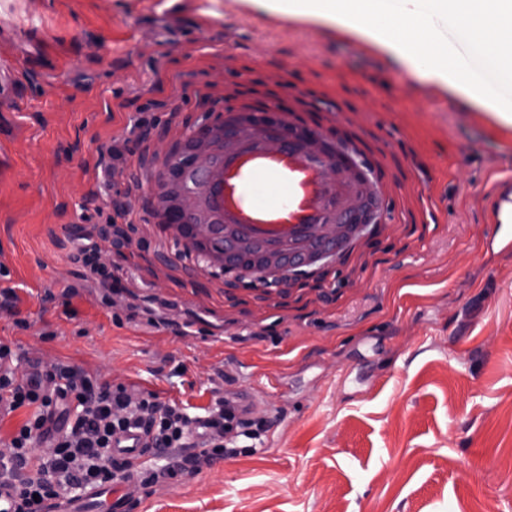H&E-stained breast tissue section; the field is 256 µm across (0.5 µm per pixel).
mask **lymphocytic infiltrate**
Here are the masks:
<instances>
[{"mask_svg":"<svg viewBox=\"0 0 512 512\" xmlns=\"http://www.w3.org/2000/svg\"><path fill=\"white\" fill-rule=\"evenodd\" d=\"M14 352L0 342V411L4 414L32 408L33 414L13 434L11 452L0 458V478L16 485L17 512H45L51 501L69 498L73 492L104 483L127 465L112 454V439L120 432L145 431L154 448L187 447L195 434V418L176 406H164L152 397L110 386L70 365L53 371L17 377L11 369ZM258 438L259 429L246 427L228 404H219L205 418L201 456L150 472L149 480L171 479L195 469L200 460L232 456L225 437ZM39 441L50 442V457L32 459Z\"/></svg>","mask_w":512,"mask_h":512,"instance_id":"lymphocytic-infiltrate-1","label":"lymphocytic infiltrate"}]
</instances>
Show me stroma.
Instances as JSON below:
<instances>
[{
	"instance_id": "obj_1",
	"label": "stroma",
	"mask_w": 512,
	"mask_h": 512,
	"mask_svg": "<svg viewBox=\"0 0 512 512\" xmlns=\"http://www.w3.org/2000/svg\"><path fill=\"white\" fill-rule=\"evenodd\" d=\"M0 80L16 374L68 364L193 417L244 389L264 426L134 478L127 512H512V246L483 197L511 122L270 0H0ZM244 101L381 158L390 223L277 288L184 259L149 215L153 158ZM88 233L111 291L73 258Z\"/></svg>"
}]
</instances>
